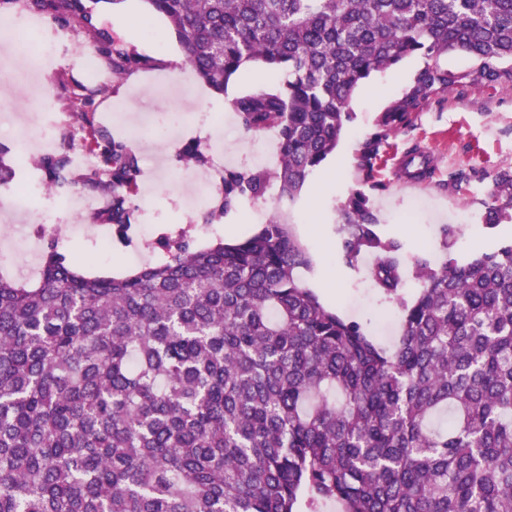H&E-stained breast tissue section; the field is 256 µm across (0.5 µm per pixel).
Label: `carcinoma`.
<instances>
[{
    "label": "carcinoma",
    "mask_w": 512,
    "mask_h": 512,
    "mask_svg": "<svg viewBox=\"0 0 512 512\" xmlns=\"http://www.w3.org/2000/svg\"><path fill=\"white\" fill-rule=\"evenodd\" d=\"M50 13L116 74L142 65L97 26L85 0H0ZM185 62L218 94L251 62L282 84L234 98L243 128L274 129V172L224 170L233 202L292 200L336 149L372 73L411 55L464 52L509 78L512 0H146ZM463 76L429 64L380 120L382 132ZM107 87L70 99L99 164L82 174L61 147L35 161L46 186L110 198L92 222L123 230L141 173L127 143L94 122ZM181 160L207 163L192 142ZM482 221L512 223V170L497 174ZM345 262L399 303L387 351L325 307L311 267L273 216L241 243L192 249L114 277L48 246L32 280L0 272V512H512V244L461 263L417 255L401 294V244L352 193L338 228Z\"/></svg>",
    "instance_id": "carcinoma-1"
}]
</instances>
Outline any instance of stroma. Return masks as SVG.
Segmentation results:
<instances>
[{"instance_id":"obj_1","label":"stroma","mask_w":512,"mask_h":512,"mask_svg":"<svg viewBox=\"0 0 512 512\" xmlns=\"http://www.w3.org/2000/svg\"><path fill=\"white\" fill-rule=\"evenodd\" d=\"M94 14L99 27L145 58V65L118 76L103 63L97 73H87L82 59L88 40L60 28L51 15L37 14V28L22 36L33 43L55 42V57L44 64L34 56L24 66L9 42L0 40V87L13 89L12 94H0V121L10 122L17 113L40 123L66 118L71 113L68 96L77 86H107V96L97 102L98 112H111L114 104H121V112L113 114L112 133L124 139L137 132L132 149L146 161L132 197L131 222L162 230L201 226L207 214L190 200L195 185L186 181L179 160L187 143L205 138L208 155L223 157L229 169L277 168L278 142L246 131L229 102L250 91L277 87L281 74L250 64L226 94H211L203 105L185 84L183 49L165 17L150 13L144 0H122L116 6L101 0ZM436 64L461 74V82L436 91L408 123L378 144L373 138L380 130L379 117L412 91L426 61L406 58L394 68L373 73L358 88L346 134L308 178L322 185L317 197L305 190L292 201L244 197L222 220L225 239L241 241L259 229L261 215H277L311 257L310 270L302 274L305 285L385 348L400 334L398 307L370 286L372 257L351 269L340 256L338 209L352 192L364 193L381 232L403 243L407 265L417 255L440 259L448 252L465 262L512 243V224L489 228L481 221L496 174L512 168V82L482 79L478 63L462 52L442 55ZM370 144L376 153L368 169L362 154ZM420 153L429 158L431 172L409 178L403 164ZM54 221L74 226L68 249L82 256L85 269L99 266L88 217L60 209ZM448 227L453 230L449 237L443 234Z\"/></svg>"}]
</instances>
